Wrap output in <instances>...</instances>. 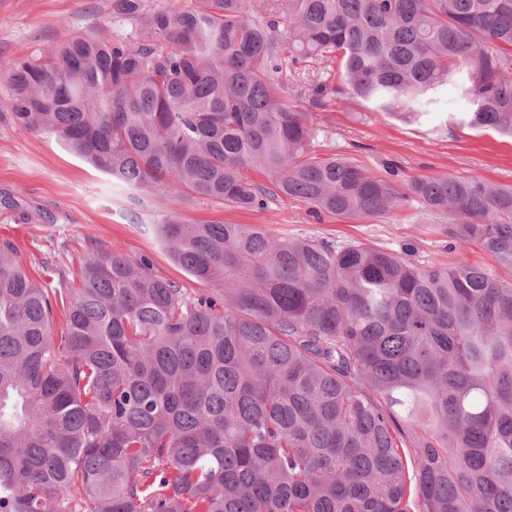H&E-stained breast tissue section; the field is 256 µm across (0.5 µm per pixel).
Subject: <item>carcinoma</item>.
<instances>
[{"mask_svg": "<svg viewBox=\"0 0 512 512\" xmlns=\"http://www.w3.org/2000/svg\"><path fill=\"white\" fill-rule=\"evenodd\" d=\"M112 17L135 26L1 63L0 119L140 191L348 220L416 200L504 274L173 211L160 240L207 292L113 253L50 288L4 241L0 512H512V186L401 189L309 154L284 70L336 60L340 91L418 119L461 75L459 123L512 136V0H112Z\"/></svg>", "mask_w": 512, "mask_h": 512, "instance_id": "cac0c4a2", "label": "carcinoma"}]
</instances>
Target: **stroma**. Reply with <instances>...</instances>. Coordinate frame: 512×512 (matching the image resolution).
I'll return each mask as SVG.
<instances>
[{"label":"stroma","mask_w":512,"mask_h":512,"mask_svg":"<svg viewBox=\"0 0 512 512\" xmlns=\"http://www.w3.org/2000/svg\"><path fill=\"white\" fill-rule=\"evenodd\" d=\"M112 0H0V60L47 49L80 32L116 25ZM129 29V22H121ZM288 95L302 96V74L326 89L325 107L311 108L309 151L336 153L369 169L394 170L397 184L414 177L451 173L512 185V140L491 131L442 125L440 115L420 121L375 111L371 104L337 94V64L298 63ZM188 224L217 221L258 224L272 235L311 236L339 244L362 242L407 256L420 265L454 266L495 261L468 244L440 235L418 204L392 210L373 221L328 214L313 217L308 205L278 199L263 210H238L177 191L131 190L112 181L55 137L37 136L0 121V242L31 276L51 287L73 288L82 259L98 252L148 257L154 275L192 292L198 284L170 258L157 231L170 211Z\"/></svg>","instance_id":"obj_1"}]
</instances>
